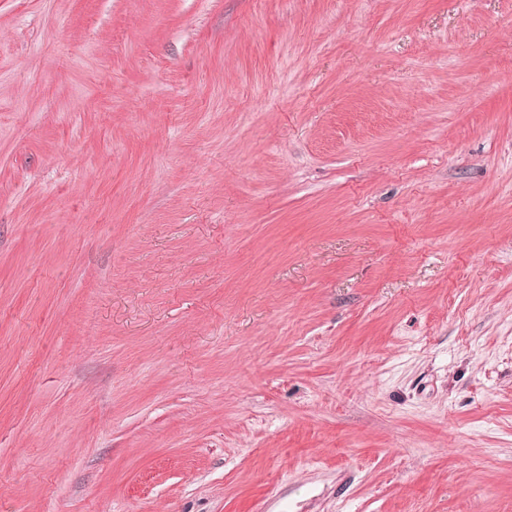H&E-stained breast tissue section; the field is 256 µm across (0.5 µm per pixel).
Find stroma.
Instances as JSON below:
<instances>
[{
	"label": "stroma",
	"instance_id": "stroma-1",
	"mask_svg": "<svg viewBox=\"0 0 512 512\" xmlns=\"http://www.w3.org/2000/svg\"><path fill=\"white\" fill-rule=\"evenodd\" d=\"M0 512H512V0H0Z\"/></svg>",
	"mask_w": 512,
	"mask_h": 512
}]
</instances>
